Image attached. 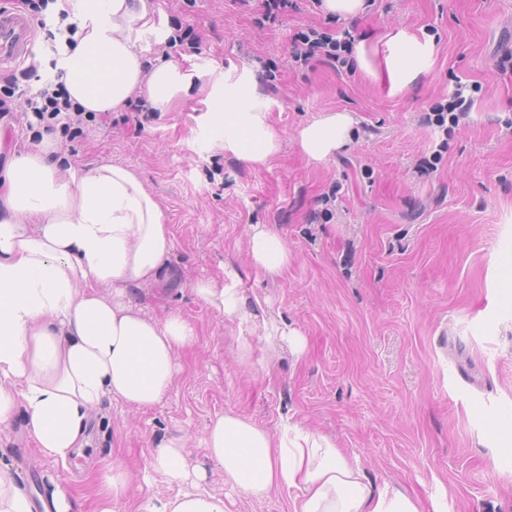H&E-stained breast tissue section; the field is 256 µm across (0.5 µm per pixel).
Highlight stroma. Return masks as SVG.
<instances>
[{
    "label": "stroma",
    "instance_id": "obj_1",
    "mask_svg": "<svg viewBox=\"0 0 512 512\" xmlns=\"http://www.w3.org/2000/svg\"><path fill=\"white\" fill-rule=\"evenodd\" d=\"M202 37L179 57L190 93L153 113L142 132L113 112L62 139L63 163H119L137 172L175 234L169 268L139 298L155 318L181 309L199 341L179 360L161 405L135 411L105 401L89 444L69 466L43 455L23 419L0 431V463L32 499L68 492L73 512H93L90 479L122 451L131 474L126 512L179 487L146 485L154 448L187 436L190 463L207 465L200 444L210 417L232 411L269 430L289 416L358 458L374 485H390L420 512H512V458L493 424L512 426V0H369L348 20L313 0H292L266 21L258 0H155ZM352 28L373 40L385 29L425 28L437 44L431 73L391 97L355 63L315 59L300 67L294 36ZM250 70L257 107L280 136L268 164L226 155L206 131L203 89ZM472 107L458 125L423 123L456 82ZM354 119L347 141L323 162L298 147L299 130L322 113ZM334 202H324L327 193ZM265 224L287 242L285 270L248 260L246 230ZM232 270L247 296L284 318L303 350L270 352L258 335L250 365L238 358L237 328L191 292L201 278ZM209 468V487L230 512H290V497L256 500Z\"/></svg>",
    "mask_w": 512,
    "mask_h": 512
}]
</instances>
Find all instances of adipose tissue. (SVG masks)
<instances>
[{
    "label": "adipose tissue",
    "instance_id": "adipose-tissue-1",
    "mask_svg": "<svg viewBox=\"0 0 512 512\" xmlns=\"http://www.w3.org/2000/svg\"><path fill=\"white\" fill-rule=\"evenodd\" d=\"M52 11L76 27V43L60 42L55 68L72 101L92 112L121 105L142 91L161 112L177 106L192 77L171 60L145 67L135 27L161 31L154 0H54ZM437 56L424 31L398 28L377 44L354 45L360 70L398 96L421 83ZM257 85L249 74L214 84L206 99L208 124L222 135L225 153L261 167L276 154L280 136L255 109ZM353 123L332 111L301 128L298 146L316 162L343 144ZM53 137L14 153L0 173V429L24 412L37 448L64 462L86 442L92 411L104 399L142 410L171 393L182 351L198 333L180 310L156 319L144 313L137 289L159 281L175 247L164 211L129 167L101 163L62 168ZM250 262L277 273L288 265L285 240L255 224ZM192 290L230 323L261 334L275 351L298 346L299 333L269 317L259 301L225 281L197 280ZM201 443L221 468L225 485L262 499L290 493L292 512H419L406 494L374 486L358 459L329 438L284 420L268 431L224 412L206 424ZM150 468L180 485L170 498L150 497L137 512H228L223 496L203 489L206 468L190 465L184 439L159 444ZM98 512H120L130 484L123 454L96 478Z\"/></svg>",
    "mask_w": 512,
    "mask_h": 512
}]
</instances>
